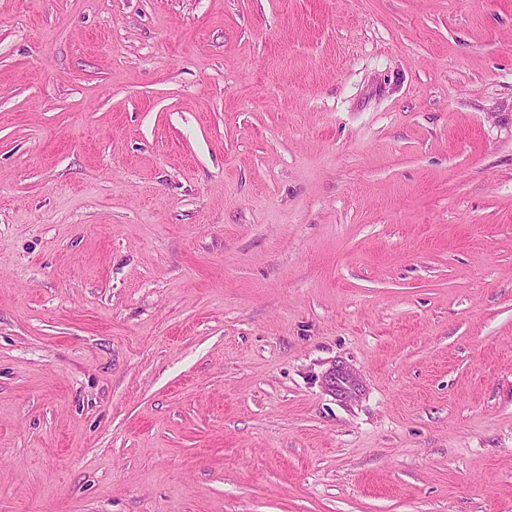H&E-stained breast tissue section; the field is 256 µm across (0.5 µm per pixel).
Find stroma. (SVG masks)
Returning <instances> with one entry per match:
<instances>
[{
  "label": "stroma",
  "instance_id": "1",
  "mask_svg": "<svg viewBox=\"0 0 512 512\" xmlns=\"http://www.w3.org/2000/svg\"><path fill=\"white\" fill-rule=\"evenodd\" d=\"M0 512H512V0H0Z\"/></svg>",
  "mask_w": 512,
  "mask_h": 512
}]
</instances>
